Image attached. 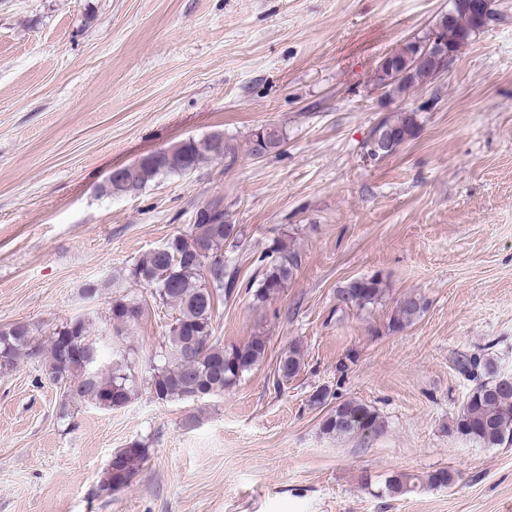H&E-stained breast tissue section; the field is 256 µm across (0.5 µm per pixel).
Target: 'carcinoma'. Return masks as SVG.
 <instances>
[{"mask_svg": "<svg viewBox=\"0 0 512 512\" xmlns=\"http://www.w3.org/2000/svg\"><path fill=\"white\" fill-rule=\"evenodd\" d=\"M495 21L493 11L474 14L457 12L453 22L442 16L426 36L403 43L386 55L377 67L376 79L388 93H403L416 84L436 78L441 59L422 50L431 38H440L448 50L457 51L473 34ZM382 123L396 135L402 145L420 131L418 113L400 112L387 116ZM183 159L161 160L144 168L126 186L111 188L103 183L101 192L113 197L133 196L161 176L188 175L202 163L213 159L234 162L241 145L211 134L201 139L189 138L181 143ZM239 230L224 222V213L205 208L196 213L194 224L186 234L171 237L165 251L153 249L135 261L128 277L139 286L152 290L153 299L171 311L170 334L159 362L152 366L148 379L150 393L162 402L187 401L203 396H218L240 381L244 373L258 365L267 348L266 338L254 336L243 344L225 346L213 336L216 299L231 295L237 274L224 270V246H237ZM299 254L281 239L272 249L260 288L254 299L265 302L277 295L297 270ZM385 295L382 280L376 276L350 280L338 289L336 298L347 309L364 310L379 303ZM428 303L419 294H406L396 301L388 318V331L401 332L417 322ZM142 313L140 302L118 297L108 308L107 322L112 344L125 345L124 353L101 369L102 338L91 333L90 320L73 318L58 326L50 337L45 357V374L60 390V417L68 416L73 403H88L102 409L126 406L135 395L130 357L135 349L129 343L131 328ZM32 329L16 323L0 330V370L14 368L24 357L40 353ZM304 366L300 345L284 350L277 362L280 381L295 378ZM459 372L472 382L462 411L452 431L483 448L512 445V374L502 371L496 358L488 355L462 354L457 359ZM323 433L336 437L375 435L382 430L377 412L358 401H344L322 421ZM124 466L115 470L107 466L100 480L104 491L129 487L148 457V448L133 441L115 452ZM455 472L439 468L426 474L398 473L385 480V491L401 496L420 488L449 487Z\"/></svg>", "mask_w": 512, "mask_h": 512, "instance_id": "1", "label": "carcinoma"}]
</instances>
